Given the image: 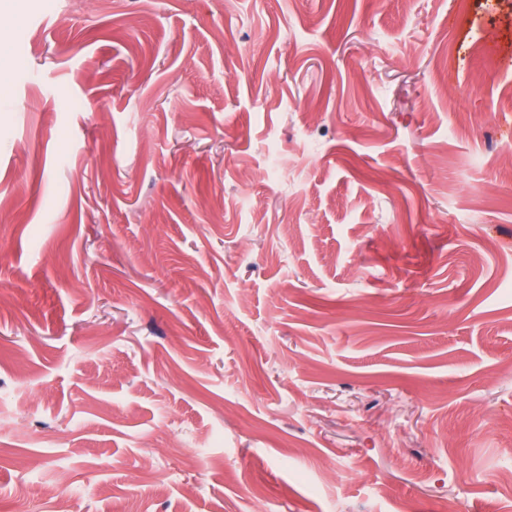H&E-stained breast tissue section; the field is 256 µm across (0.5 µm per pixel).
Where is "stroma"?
<instances>
[{"label":"stroma","mask_w":512,"mask_h":512,"mask_svg":"<svg viewBox=\"0 0 512 512\" xmlns=\"http://www.w3.org/2000/svg\"><path fill=\"white\" fill-rule=\"evenodd\" d=\"M511 155L512 0H0V512H501Z\"/></svg>","instance_id":"35a3bbf8"}]
</instances>
